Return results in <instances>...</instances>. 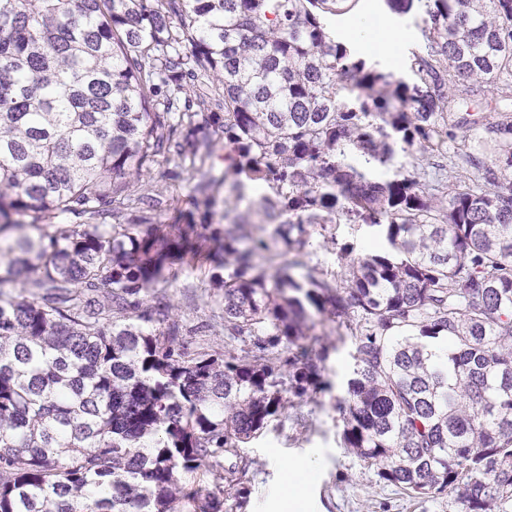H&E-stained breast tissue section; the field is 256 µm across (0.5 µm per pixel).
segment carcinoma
Segmentation results:
<instances>
[{
    "mask_svg": "<svg viewBox=\"0 0 512 512\" xmlns=\"http://www.w3.org/2000/svg\"><path fill=\"white\" fill-rule=\"evenodd\" d=\"M357 2L0 0V235L38 231L0 239V512H238L244 444L321 389L323 313L355 339L342 447L512 509V0H425L414 85L328 28ZM485 87L496 114L459 115ZM220 140L224 207L249 204L217 242L222 350L157 288L199 231L145 187ZM342 219L385 244L319 278ZM318 233L319 229L313 234L314 246L311 249L312 253L309 259H307L308 265L315 269L317 276L331 278L336 276V272H340L341 269L336 261V255L318 248V243L322 241V237Z\"/></svg>",
    "mask_w": 512,
    "mask_h": 512,
    "instance_id": "carcinoma-1",
    "label": "carcinoma"
}]
</instances>
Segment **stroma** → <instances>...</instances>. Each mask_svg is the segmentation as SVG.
<instances>
[{"instance_id":"stroma-1","label":"stroma","mask_w":512,"mask_h":512,"mask_svg":"<svg viewBox=\"0 0 512 512\" xmlns=\"http://www.w3.org/2000/svg\"><path fill=\"white\" fill-rule=\"evenodd\" d=\"M425 18L421 0H364L354 15L331 17L337 34L354 33L358 51L383 72L409 77V66L420 45ZM400 29L404 38L393 56L379 54L374 35L382 24ZM158 169L171 172L169 180L157 183L167 205L163 223L175 216L184 222L200 223L202 214L190 200L198 179L180 159H159ZM224 232V209L216 207L205 234L208 238L196 258L186 259L163 287L174 304L175 315L195 322L208 320L212 301L210 278L224 272V256L215 248L212 236ZM312 333L327 348L319 371L321 392L291 397L286 409L275 417L258 438L243 449L251 465L245 485L247 503L243 512H285L279 495L284 463L306 458L315 467V477L300 512H464L452 496L412 498L400 489L380 481L373 468L364 466L340 446L343 428L339 401L346 394V380L355 340L329 317L314 318Z\"/></svg>"}]
</instances>
